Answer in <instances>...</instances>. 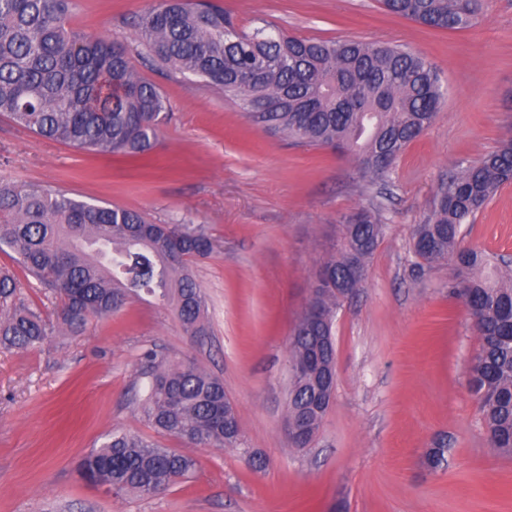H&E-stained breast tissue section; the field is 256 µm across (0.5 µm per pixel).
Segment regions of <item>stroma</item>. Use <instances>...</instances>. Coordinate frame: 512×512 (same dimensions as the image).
I'll return each mask as SVG.
<instances>
[{"mask_svg":"<svg viewBox=\"0 0 512 512\" xmlns=\"http://www.w3.org/2000/svg\"><path fill=\"white\" fill-rule=\"evenodd\" d=\"M74 28L138 46L131 20L155 0H71ZM237 24L314 39L386 40L426 57L445 102L385 184L353 157L293 147L251 125L238 102L196 78L143 69L172 117L147 158L101 155L39 137L0 116V180L51 185L159 224L205 225L214 252L196 261L212 334L188 336L172 306L148 294L26 352L0 351V512H512V457L489 447L470 388L479 340L448 294L451 265L419 263L411 231L438 183L512 136V0H483L479 23L433 30L378 0H220ZM386 234L366 282L336 313V391L314 444L287 428L288 347L333 227L371 202ZM472 248L512 256V184L463 225ZM22 302L54 319L56 299L0 250ZM188 358L224 381L255 468L233 448H186L193 476L151 497L86 483L83 456L120 430L145 438L136 398L142 354ZM445 441V465L425 453Z\"/></svg>","mask_w":512,"mask_h":512,"instance_id":"stroma-1","label":"stroma"}]
</instances>
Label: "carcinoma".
Returning <instances> with one entry per match:
<instances>
[{
	"label": "carcinoma",
	"mask_w": 512,
	"mask_h": 512,
	"mask_svg": "<svg viewBox=\"0 0 512 512\" xmlns=\"http://www.w3.org/2000/svg\"><path fill=\"white\" fill-rule=\"evenodd\" d=\"M426 28L464 30L478 0H382ZM71 0H0V115L38 136L101 154L141 157L154 148L170 103L140 75L127 46L69 24ZM141 59L169 75L192 76L239 99L245 119L297 146H329L354 157L361 176L385 180L396 160L435 121L445 97L436 68L384 42L319 40L269 25L251 34L211 0H158L131 22ZM512 182V138L442 180L429 214L412 233L427 263L449 260L448 291L476 319L480 346L470 384L488 443L512 456V265L461 246V226ZM378 207L338 225L333 252L312 273L310 297L289 348L288 418L309 447L336 388V311L363 287L385 233ZM60 297L57 321L15 303L18 282L0 269V349L27 351L53 333H81L90 318L120 310L144 291L174 306L185 333L210 335L205 294L192 263L214 242L194 224H156L142 213L102 206L41 184L0 181V249ZM361 277L350 279L352 266ZM148 389L138 402L156 433L189 445L250 452L224 381L188 358L143 353ZM448 448L426 452L432 469ZM195 460L147 438L114 432L82 460L81 477L116 494L153 496L192 474Z\"/></svg>",
	"instance_id": "1"
}]
</instances>
